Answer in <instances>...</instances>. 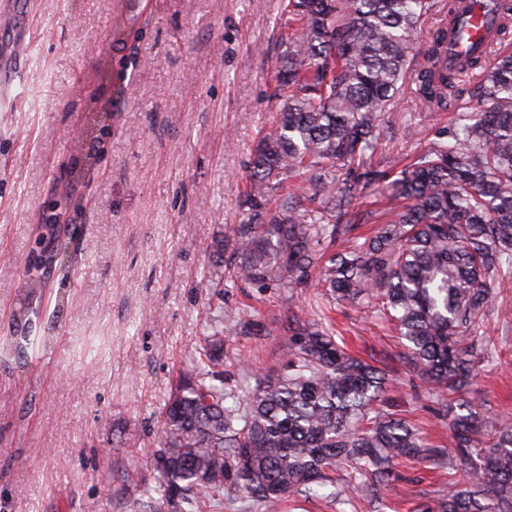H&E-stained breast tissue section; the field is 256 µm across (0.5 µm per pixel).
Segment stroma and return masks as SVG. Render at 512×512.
I'll return each mask as SVG.
<instances>
[{
	"label": "stroma",
	"mask_w": 512,
	"mask_h": 512,
	"mask_svg": "<svg viewBox=\"0 0 512 512\" xmlns=\"http://www.w3.org/2000/svg\"><path fill=\"white\" fill-rule=\"evenodd\" d=\"M29 47L0 112V512H151L159 416L188 355L224 321V380L281 369L289 316L340 332L393 380L382 412L451 445L440 397L399 362L376 299L313 282L225 279L206 248L245 216L249 150L276 111L288 0H30ZM414 81L378 117L381 168H401L465 112L422 106ZM108 104L88 132L90 103ZM38 289H31V282ZM480 332L467 395L512 418V288ZM397 481L304 512H428L448 472L401 461Z\"/></svg>",
	"instance_id": "stroma-1"
}]
</instances>
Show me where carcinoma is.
Listing matches in <instances>:
<instances>
[{
	"label": "carcinoma",
	"mask_w": 512,
	"mask_h": 512,
	"mask_svg": "<svg viewBox=\"0 0 512 512\" xmlns=\"http://www.w3.org/2000/svg\"><path fill=\"white\" fill-rule=\"evenodd\" d=\"M438 0H289L293 33L277 62L272 125L250 151L247 218L210 246L208 291L224 280V252L244 283L317 285L339 301L370 295L391 312L399 355L439 396L473 382L486 351L470 334L512 282V52L445 64L454 12L428 49L412 54L419 19ZM431 112H444L464 77L475 103L448 135L399 171L377 168V114L393 104L408 71ZM305 179L285 189L292 178ZM383 187V208L352 211L361 187ZM344 224L375 234L324 257L317 246ZM282 370L237 391L224 386V329L192 352L162 412L159 478L146 490L160 508L197 512L230 487L284 512L328 486L336 467L366 488L395 479L394 463L420 459L451 481L431 512H512V421L487 430L463 399L448 404L452 448H433L405 419L374 418L387 393L384 369L352 356L316 323L288 319Z\"/></svg>",
	"instance_id": "carcinoma-1"
}]
</instances>
